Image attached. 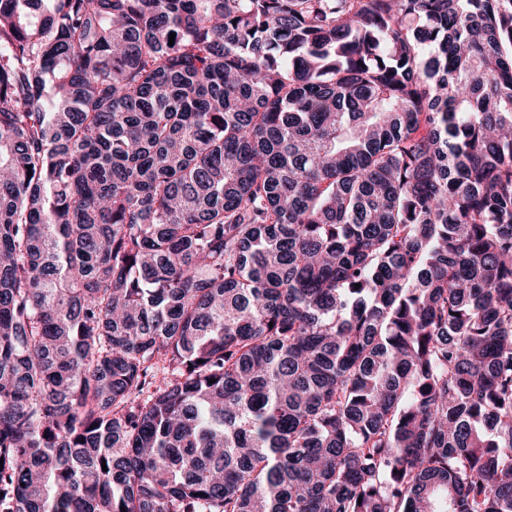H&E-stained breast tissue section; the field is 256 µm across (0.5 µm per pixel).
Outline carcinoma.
Returning <instances> with one entry per match:
<instances>
[{
	"instance_id": "carcinoma-1",
	"label": "carcinoma",
	"mask_w": 512,
	"mask_h": 512,
	"mask_svg": "<svg viewBox=\"0 0 512 512\" xmlns=\"http://www.w3.org/2000/svg\"><path fill=\"white\" fill-rule=\"evenodd\" d=\"M0 459V512H512V0H0Z\"/></svg>"
}]
</instances>
